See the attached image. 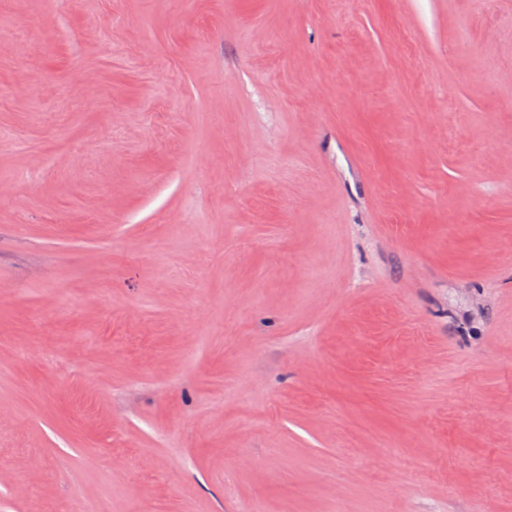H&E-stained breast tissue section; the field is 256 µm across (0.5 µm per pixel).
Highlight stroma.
<instances>
[{
    "instance_id": "stroma-1",
    "label": "stroma",
    "mask_w": 512,
    "mask_h": 512,
    "mask_svg": "<svg viewBox=\"0 0 512 512\" xmlns=\"http://www.w3.org/2000/svg\"><path fill=\"white\" fill-rule=\"evenodd\" d=\"M0 512H512V0H0Z\"/></svg>"
}]
</instances>
